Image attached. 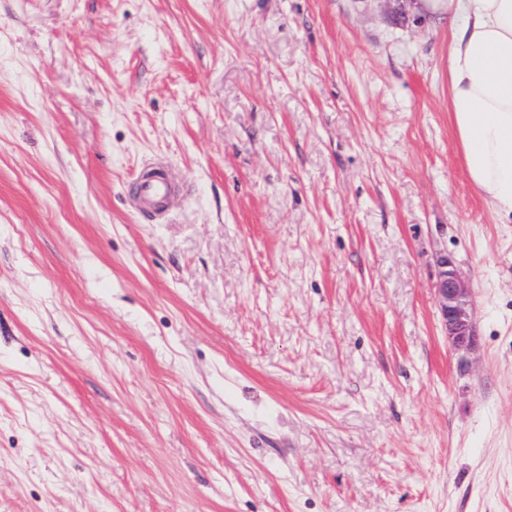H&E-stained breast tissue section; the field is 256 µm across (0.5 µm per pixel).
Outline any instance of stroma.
Returning <instances> with one entry per match:
<instances>
[{
    "label": "stroma",
    "instance_id": "obj_1",
    "mask_svg": "<svg viewBox=\"0 0 512 512\" xmlns=\"http://www.w3.org/2000/svg\"><path fill=\"white\" fill-rule=\"evenodd\" d=\"M449 41L430 0H0V512H512ZM177 191L178 187L171 179L167 166L157 162L136 182L133 201L138 210L159 219L166 213L168 204ZM440 272L436 282V300L448 341L451 347L465 357L477 345L472 295L473 288L468 277L448 256L439 258Z\"/></svg>",
    "mask_w": 512,
    "mask_h": 512
}]
</instances>
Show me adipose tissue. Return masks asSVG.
Returning a JSON list of instances; mask_svg holds the SVG:
<instances>
[{
    "instance_id": "obj_1",
    "label": "adipose tissue",
    "mask_w": 512,
    "mask_h": 512,
    "mask_svg": "<svg viewBox=\"0 0 512 512\" xmlns=\"http://www.w3.org/2000/svg\"><path fill=\"white\" fill-rule=\"evenodd\" d=\"M453 28L448 111L471 184L512 224V0H441Z\"/></svg>"
}]
</instances>
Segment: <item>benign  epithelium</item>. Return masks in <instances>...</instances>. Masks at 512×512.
I'll return each mask as SVG.
<instances>
[{
    "label": "benign epithelium",
    "instance_id": "1",
    "mask_svg": "<svg viewBox=\"0 0 512 512\" xmlns=\"http://www.w3.org/2000/svg\"><path fill=\"white\" fill-rule=\"evenodd\" d=\"M440 272L436 282V300L448 341L461 356L470 354L477 345L472 295L468 277L448 257L439 258Z\"/></svg>",
    "mask_w": 512,
    "mask_h": 512
}]
</instances>
